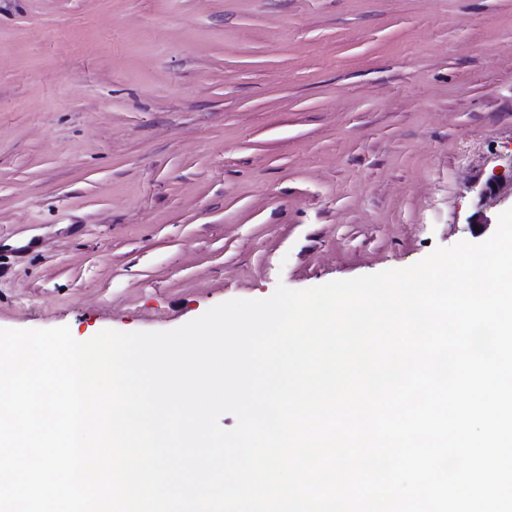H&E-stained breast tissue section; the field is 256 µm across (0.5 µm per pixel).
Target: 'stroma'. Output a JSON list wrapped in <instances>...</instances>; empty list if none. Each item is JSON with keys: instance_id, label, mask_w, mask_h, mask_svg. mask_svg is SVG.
I'll return each instance as SVG.
<instances>
[{"instance_id": "35a3bbf8", "label": "stroma", "mask_w": 512, "mask_h": 512, "mask_svg": "<svg viewBox=\"0 0 512 512\" xmlns=\"http://www.w3.org/2000/svg\"><path fill=\"white\" fill-rule=\"evenodd\" d=\"M511 208L512 0H0V328L172 330Z\"/></svg>"}]
</instances>
